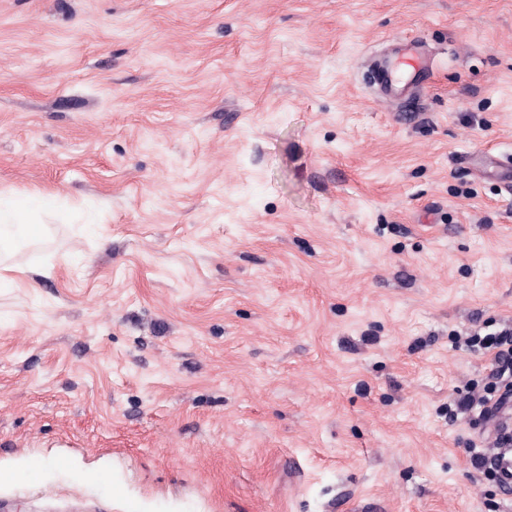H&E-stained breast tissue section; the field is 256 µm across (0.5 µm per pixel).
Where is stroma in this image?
<instances>
[{
	"label": "stroma",
	"mask_w": 512,
	"mask_h": 512,
	"mask_svg": "<svg viewBox=\"0 0 512 512\" xmlns=\"http://www.w3.org/2000/svg\"><path fill=\"white\" fill-rule=\"evenodd\" d=\"M508 156L512 0H0V512H512ZM53 196L41 197L34 205L22 207L14 197L0 194V243L12 238L15 231H20L29 238H35L39 226L35 222L36 212L51 209ZM465 343L474 347L476 344L481 349L488 352H493L494 361L496 363L495 369L492 371L491 376L498 380L496 382L503 385L505 391L499 397L495 398L497 386L491 385L487 389L486 396L474 398L473 396H466L461 399H454L453 406L455 407L450 416L452 419L458 417V414H470L486 423L491 413L492 408L498 405L507 404L511 401L512 395V330H501L494 333H486L483 336L474 334L469 336ZM494 394V395H492ZM505 413H508V421H511L510 409L508 405L496 410L487 422V427L492 433H497L502 427V419ZM502 488L507 494L512 491V448H500L490 460Z\"/></svg>",
	"instance_id": "obj_1"
}]
</instances>
